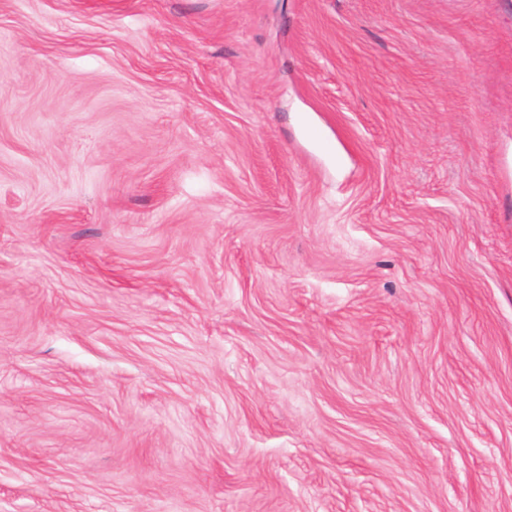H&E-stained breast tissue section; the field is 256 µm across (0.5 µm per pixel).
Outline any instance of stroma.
Returning <instances> with one entry per match:
<instances>
[{"mask_svg": "<svg viewBox=\"0 0 512 512\" xmlns=\"http://www.w3.org/2000/svg\"><path fill=\"white\" fill-rule=\"evenodd\" d=\"M0 512H512V0H0Z\"/></svg>", "mask_w": 512, "mask_h": 512, "instance_id": "1", "label": "stroma"}]
</instances>
